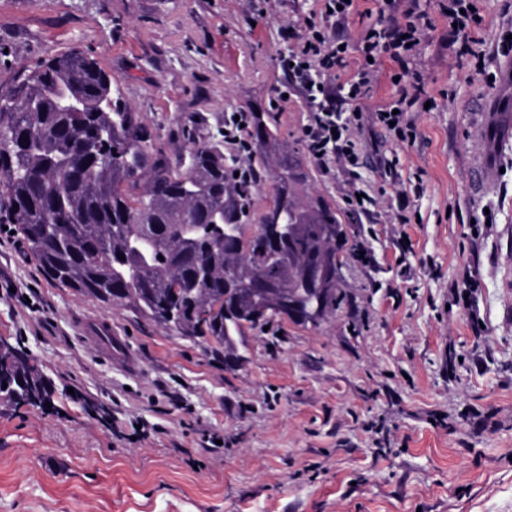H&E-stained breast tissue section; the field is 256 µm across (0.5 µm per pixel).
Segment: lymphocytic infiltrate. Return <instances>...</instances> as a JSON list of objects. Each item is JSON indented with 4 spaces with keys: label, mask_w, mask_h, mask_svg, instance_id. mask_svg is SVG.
<instances>
[{
    "label": "lymphocytic infiltrate",
    "mask_w": 512,
    "mask_h": 512,
    "mask_svg": "<svg viewBox=\"0 0 512 512\" xmlns=\"http://www.w3.org/2000/svg\"><path fill=\"white\" fill-rule=\"evenodd\" d=\"M323 6L319 19L307 22L306 34L280 60L282 69L292 78L282 91L291 97L302 95L313 110L312 120L302 132L310 155L321 166L336 163L350 169L357 167L359 153L352 139L351 122H337L335 113L327 108L333 96L329 79L346 68L351 54H359L357 73L344 87L351 101L365 100L374 77L373 57L384 52L399 60L412 51L420 42L417 22L422 13L419 0H407L403 12L406 23L402 29L393 31L373 25L362 32L357 42L343 44L331 38L328 29L353 13L354 0H323Z\"/></svg>",
    "instance_id": "1"
}]
</instances>
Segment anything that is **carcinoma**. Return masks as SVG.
<instances>
[{"mask_svg": "<svg viewBox=\"0 0 512 512\" xmlns=\"http://www.w3.org/2000/svg\"><path fill=\"white\" fill-rule=\"evenodd\" d=\"M249 137L260 169L246 188L230 176L236 159L222 142H196L169 159L112 76L72 48L0 87V224L16 225L51 283L212 342L217 353L231 337L243 352L241 321L252 329L292 320L289 306L267 309L260 288L295 290L307 307L321 287L329 314L342 309L334 258L353 249L324 199L296 201L303 161L272 123L252 113ZM266 170L274 198L259 223L282 232L246 255L229 230L246 225ZM309 263L322 281L302 282ZM0 378L1 407L52 403L48 380L12 347L0 353Z\"/></svg>", "mask_w": 512, "mask_h": 512, "instance_id": "carcinoma-1", "label": "carcinoma"}]
</instances>
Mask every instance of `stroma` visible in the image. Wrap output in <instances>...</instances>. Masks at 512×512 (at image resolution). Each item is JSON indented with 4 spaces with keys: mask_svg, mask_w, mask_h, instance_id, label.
I'll return each mask as SVG.
<instances>
[{
    "mask_svg": "<svg viewBox=\"0 0 512 512\" xmlns=\"http://www.w3.org/2000/svg\"><path fill=\"white\" fill-rule=\"evenodd\" d=\"M320 0H0V85L77 47L118 83L167 155L223 129L233 112L273 113L301 145L303 99L270 102L280 67ZM448 0H428L403 62L380 55L362 111L355 175L306 158L300 200L323 197L366 257L345 268L351 302L319 327L247 334L249 361L169 334L49 283L20 235H0V338L51 381L54 406L0 408V512H512V140L469 113L512 109V0H483L484 69L460 53ZM374 0L329 34L356 41L402 19ZM420 81L401 140L375 118ZM490 145L489 153L473 145ZM492 162L472 199L468 175ZM376 200L343 202L347 181ZM405 211L408 223L396 220ZM111 321L129 367L89 336ZM118 418L124 437L112 433ZM152 425L142 435L140 424Z\"/></svg>",
    "mask_w": 512,
    "mask_h": 512,
    "instance_id": "stroma-1",
    "label": "stroma"
}]
</instances>
